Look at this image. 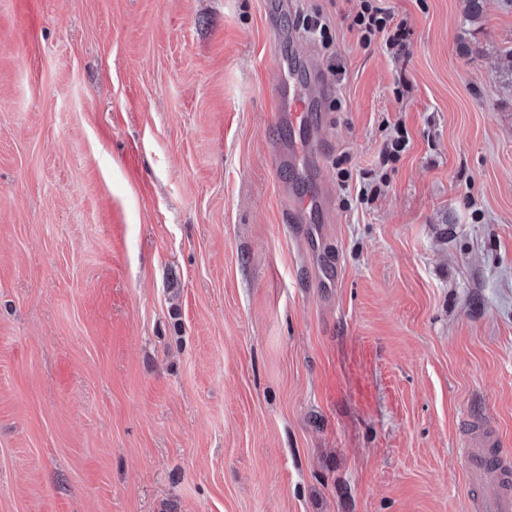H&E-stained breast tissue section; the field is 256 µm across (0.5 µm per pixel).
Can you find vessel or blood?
Wrapping results in <instances>:
<instances>
[{
  "label": "vessel or blood",
  "mask_w": 512,
  "mask_h": 512,
  "mask_svg": "<svg viewBox=\"0 0 512 512\" xmlns=\"http://www.w3.org/2000/svg\"><path fill=\"white\" fill-rule=\"evenodd\" d=\"M313 73L310 81L297 78L292 66H285L278 87V124L288 137L273 145L271 155L276 171L312 172L318 167L322 150L313 135L319 122L316 103L329 92L318 71L314 56L305 55ZM292 231L303 238L312 237L315 223L329 211V203L319 184L289 200ZM464 445L461 450L466 473L474 490L471 512H512V458L502 455L499 437L488 418L468 417L463 423Z\"/></svg>",
  "instance_id": "obj_1"
}]
</instances>
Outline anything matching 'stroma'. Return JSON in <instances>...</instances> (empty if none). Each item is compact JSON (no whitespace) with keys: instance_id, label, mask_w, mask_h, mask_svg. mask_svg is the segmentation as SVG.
I'll return each mask as SVG.
<instances>
[{"instance_id":"35a3bbf8","label":"stroma","mask_w":512,"mask_h":512,"mask_svg":"<svg viewBox=\"0 0 512 512\" xmlns=\"http://www.w3.org/2000/svg\"><path fill=\"white\" fill-rule=\"evenodd\" d=\"M265 2L0 0V512H468L460 420L512 450V0H290L314 243ZM380 1L360 0L359 9L353 13L350 26L358 30L363 46L368 47L378 37H382L386 49L398 54L405 49L404 28L402 24L392 25V17L379 5ZM306 66L313 74L311 82H302L287 63L278 87L277 123L288 132V139L273 145L271 155L277 172L302 170L311 173L319 166L322 150L313 130L322 125L323 114H315L316 103L329 93L316 59L303 52ZM319 119H318V118ZM318 119V120H317ZM290 224L292 231L303 238L314 235L312 224H318L329 211L326 195L321 191L320 185L312 181L309 190L288 201Z\"/></svg>"}]
</instances>
